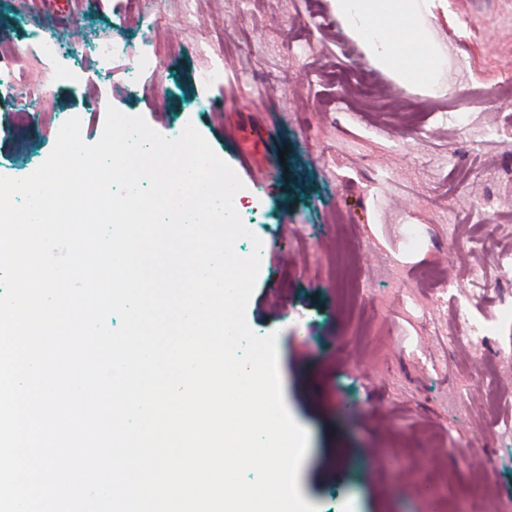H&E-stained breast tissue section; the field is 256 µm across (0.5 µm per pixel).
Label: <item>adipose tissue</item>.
Wrapping results in <instances>:
<instances>
[{"label":"adipose tissue","instance_id":"adipose-tissue-1","mask_svg":"<svg viewBox=\"0 0 512 512\" xmlns=\"http://www.w3.org/2000/svg\"><path fill=\"white\" fill-rule=\"evenodd\" d=\"M337 17L363 49L369 63L411 89L431 87L444 64L421 19L446 9L447 0H332ZM420 48L419 55L407 45Z\"/></svg>","mask_w":512,"mask_h":512}]
</instances>
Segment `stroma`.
<instances>
[{"label": "stroma", "mask_w": 512, "mask_h": 512, "mask_svg": "<svg viewBox=\"0 0 512 512\" xmlns=\"http://www.w3.org/2000/svg\"><path fill=\"white\" fill-rule=\"evenodd\" d=\"M447 2L427 23L446 66L418 90L367 62L330 0H71L56 26L0 0V176L35 171L66 119L96 142L111 104L168 139L193 125L241 179L263 243L246 319L277 335L318 512H457L464 481L487 485L474 512H512V0ZM155 41L164 64L135 70Z\"/></svg>", "instance_id": "35a3bbf8"}]
</instances>
